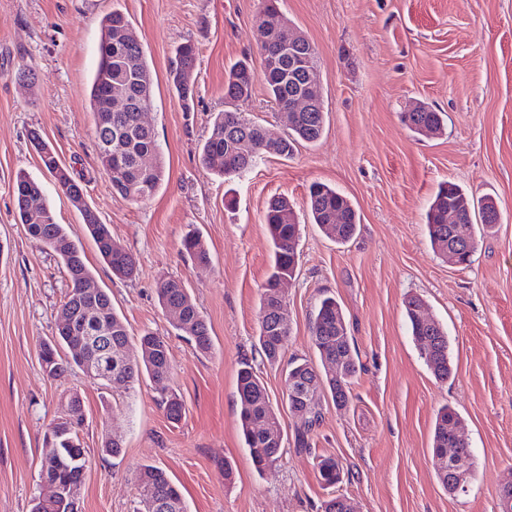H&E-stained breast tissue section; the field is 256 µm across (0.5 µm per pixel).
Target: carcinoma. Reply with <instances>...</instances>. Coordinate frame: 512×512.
<instances>
[{
    "label": "carcinoma",
    "instance_id": "cac0c4a2",
    "mask_svg": "<svg viewBox=\"0 0 512 512\" xmlns=\"http://www.w3.org/2000/svg\"><path fill=\"white\" fill-rule=\"evenodd\" d=\"M279 0H261L259 12L267 34V42L260 48L262 69L255 75L252 67L245 61L231 65L224 80V98L233 109L219 112L214 117L209 135L202 147V161L215 174L231 178L245 172L246 165H255L258 160L268 156L287 157L301 142L317 141L324 130L325 115L322 91L310 90L309 95L318 101V109L313 112H295L288 124L286 136L266 142L261 136L262 125L245 111L252 98L256 78H261L270 102L275 106L288 103L289 98L302 88V76L288 60V53L281 51L280 40L288 32L290 23L278 6ZM102 32H112V40L101 39L99 54H104L107 43H112V76H107L103 63H98L89 85V105L93 118L94 135L97 149L112 143V162L120 163L121 173L110 179L113 191L122 198L133 202H145L158 192L165 178V166L152 126L139 120V111L154 107L152 72L141 41L126 35L133 28L128 16L120 10L107 13L102 19ZM196 62L195 47L182 44L176 50V64L170 70V79L182 101H187L192 89L186 74L194 69ZM122 89L129 96V109L112 113L108 123L100 121L109 89ZM408 128L418 134L426 135L432 128L435 133L443 131L442 113L426 104L416 106L405 113ZM43 167L54 178L64 193L84 195L83 188L70 175L67 167H59L57 155L41 158ZM15 210L18 220L29 235L42 240L61 260L71 288L66 294L62 307L77 308L82 297L77 288L81 279H91V273L82 247L69 236L63 225L56 223L42 183L25 173H18L13 185ZM37 206L41 220L33 219L31 206ZM308 208L313 223L338 242H346L355 234L358 217L350 201L336 189L322 183L309 187ZM456 211L459 223H448V209ZM497 210L493 199L487 197L474 200L462 188L448 183L438 190L427 212V229L434 251L446 254L452 246L462 247L460 263L471 261L469 251L464 248L465 239L476 240L477 226L489 228L486 214ZM83 223L92 237L98 253L109 265L112 274L127 280L138 275V265L132 254L119 245H109L112 233L108 225L102 223L97 212L88 204L79 208ZM265 224L274 247L272 272L263 285L259 310L258 341L267 360L275 363L279 360L288 343L290 328L284 324L280 314L281 301L277 285L292 277L296 267L299 224L293 205L284 197L272 199L264 215ZM181 253L191 261L206 265L210 261L207 245L196 232L188 233L182 241ZM158 301L162 309L180 308L182 319L172 322L173 327L190 337L195 348L202 354L212 349V339L208 325L193 302L185 284L181 280L163 279L157 287ZM98 307L112 336V347L117 350L128 349L129 331L112 308V299L103 289L97 294ZM422 301L416 296L405 300L406 318L411 335L422 348H431V352L422 355L433 376L446 381L452 374V365L448 357V336L443 326L428 327L421 319L418 308ZM346 327V320L340 304L333 297L321 300L311 326L313 345L316 348L320 364L314 367L307 360L293 361L285 373V378L298 376L314 385L316 392L326 391L338 406L349 402L350 388L358 373L356 352L348 333H340ZM140 347L145 350L141 359L127 358L120 369V385L116 391L129 390L134 383L147 375L163 382L171 374L168 342L163 336L146 333L140 337ZM42 354L52 359L50 375H59L77 364L76 355L63 341L45 344ZM339 358L344 364L341 378L326 370L330 358ZM238 394H247L250 405L241 407V432L245 448L248 449L255 468L263 472L267 466L278 460L283 438L281 434L262 433L258 424L264 422L270 426L278 425V416L269 398L266 387L249 365L240 369L237 375ZM166 415L177 420L182 415L183 404L172 393L161 400ZM289 410L298 415L300 426L297 430L298 443L306 446L307 437L321 419L319 406L306 413H300L296 401L288 399ZM460 421L458 412L446 406L438 413L433 429L432 453L451 443L446 427ZM316 470L322 484L334 487L341 482V473L336 471V458L319 456ZM139 503L146 512H186L185 502L179 488L171 481L166 471L155 465H144L139 470Z\"/></svg>",
    "mask_w": 512,
    "mask_h": 512
}]
</instances>
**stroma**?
<instances>
[{
  "label": "stroma",
  "instance_id": "1",
  "mask_svg": "<svg viewBox=\"0 0 512 512\" xmlns=\"http://www.w3.org/2000/svg\"><path fill=\"white\" fill-rule=\"evenodd\" d=\"M317 52L326 112L319 141L292 157H269L231 181L200 153L213 116L226 107L228 67L260 66V0H0V512H30L48 425L71 393L82 399L81 447L91 461L82 512H136L135 476L163 467L187 512H319L339 493L360 512H499L512 472V0H281ZM129 16L153 75L154 128L166 177L144 203L113 195L97 159L88 88L98 62L101 20ZM194 44V96L182 103L169 80L178 46ZM426 102L442 112V134L411 132L403 115ZM40 136L73 171L112 238L139 275L113 277L79 212L43 168ZM42 182L57 223L81 244L99 286L130 333L166 336L173 370L166 385L112 390L76 367L48 376L39 359L54 336L69 282L59 258L19 224L12 194L18 172ZM353 203L360 224L339 243L311 224V183ZM453 182L495 199L500 222L478 233L469 265L431 248L426 212ZM285 197L301 224L296 271L286 291L290 336L284 358L259 349L262 286L272 264L264 213ZM198 230L211 255L185 261L181 241ZM179 279L213 340L200 355L157 302L159 280ZM341 305L361 368L346 407L321 397L322 420L296 442L285 371L292 358L318 362L311 326L324 296ZM448 334L453 374L437 381L405 317L406 297ZM250 365L278 410V462L256 471L240 427L237 375ZM184 403L167 418L162 390ZM460 414L474 455L467 492L451 494L432 464L437 411ZM120 439L119 458L102 455ZM336 457V488L318 479L315 459ZM232 475H225V468Z\"/></svg>",
  "mask_w": 512,
  "mask_h": 512
}]
</instances>
